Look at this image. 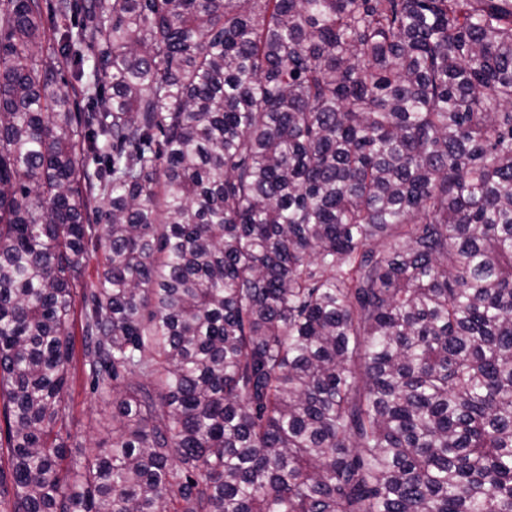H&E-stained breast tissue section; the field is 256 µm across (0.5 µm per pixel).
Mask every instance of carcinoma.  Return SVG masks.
Here are the masks:
<instances>
[{
	"label": "carcinoma",
	"mask_w": 512,
	"mask_h": 512,
	"mask_svg": "<svg viewBox=\"0 0 512 512\" xmlns=\"http://www.w3.org/2000/svg\"><path fill=\"white\" fill-rule=\"evenodd\" d=\"M1 448L0 512H512V0H0ZM80 298L75 302V344L76 354L69 367V386L66 400L70 406L68 446L74 456H80L81 450L88 451L112 437V424L109 429L99 427L102 417L112 410L106 407L94 394H91L81 372L82 347L80 331Z\"/></svg>",
	"instance_id": "1"
}]
</instances>
